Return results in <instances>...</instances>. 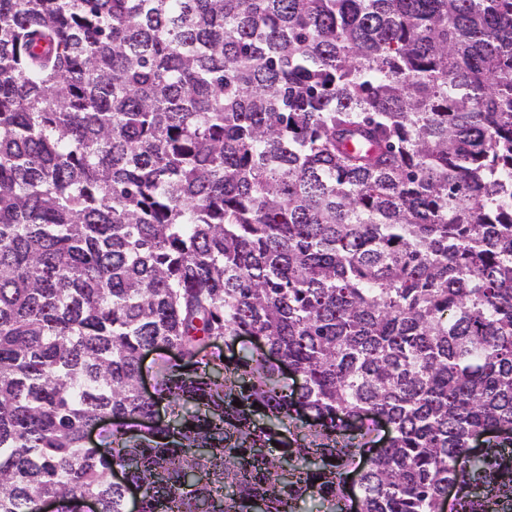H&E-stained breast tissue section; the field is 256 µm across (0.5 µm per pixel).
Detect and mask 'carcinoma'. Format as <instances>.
<instances>
[{
  "label": "carcinoma",
  "mask_w": 512,
  "mask_h": 512,
  "mask_svg": "<svg viewBox=\"0 0 512 512\" xmlns=\"http://www.w3.org/2000/svg\"><path fill=\"white\" fill-rule=\"evenodd\" d=\"M507 440L512 0H0V512H512Z\"/></svg>",
  "instance_id": "cac0c4a2"
}]
</instances>
